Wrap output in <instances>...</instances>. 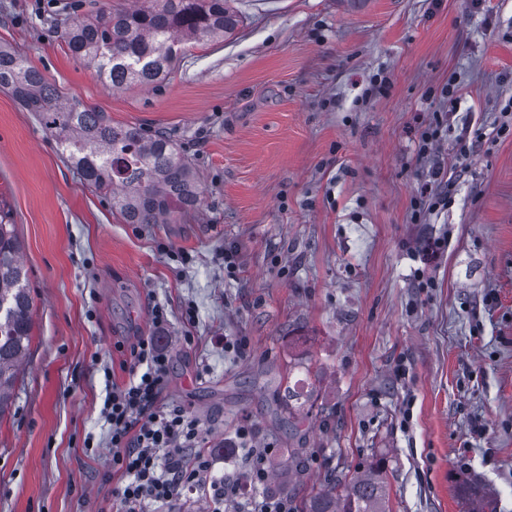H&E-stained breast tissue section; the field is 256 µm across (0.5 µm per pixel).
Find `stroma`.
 <instances>
[{
  "instance_id": "35a3bbf8",
  "label": "stroma",
  "mask_w": 512,
  "mask_h": 512,
  "mask_svg": "<svg viewBox=\"0 0 512 512\" xmlns=\"http://www.w3.org/2000/svg\"><path fill=\"white\" fill-rule=\"evenodd\" d=\"M127 4L0 0V42L84 107L169 135L201 191L178 223H124L0 90V209L32 299L0 419V512H115L105 381H127L114 344L152 335L157 305L165 398L199 419L215 476L245 482L269 446L268 475L304 498L326 471L379 464L389 512H470L461 491L475 482L512 512V134L492 133L512 124V0H235L230 38L185 44L161 85L115 89L61 32L72 13ZM452 75L460 99L438 149L451 194L417 223L429 166L415 132ZM298 363L307 420L292 432L281 397ZM303 448L305 471L286 470Z\"/></svg>"
}]
</instances>
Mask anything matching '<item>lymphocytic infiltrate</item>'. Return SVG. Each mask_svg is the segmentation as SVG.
I'll return each instance as SVG.
<instances>
[{
    "instance_id": "obj_1",
    "label": "lymphocytic infiltrate",
    "mask_w": 512,
    "mask_h": 512,
    "mask_svg": "<svg viewBox=\"0 0 512 512\" xmlns=\"http://www.w3.org/2000/svg\"><path fill=\"white\" fill-rule=\"evenodd\" d=\"M447 121V113H434L417 132V157L431 164L429 178L414 201L419 218L448 198L445 168L434 159ZM167 323L164 308L153 307L155 335L139 337L125 349L121 367L129 379L108 389L103 400L112 471L122 479L120 512H174L183 491L197 487L206 488L212 503L220 505L229 491L223 480L212 477L211 458L197 450L198 419L183 406L164 401L171 357L158 334ZM188 448L196 449V456L186 458Z\"/></svg>"
}]
</instances>
